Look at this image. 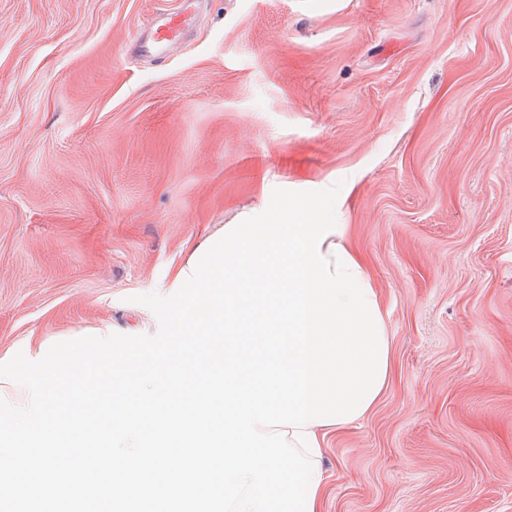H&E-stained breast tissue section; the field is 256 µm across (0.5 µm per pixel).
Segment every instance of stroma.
<instances>
[{"instance_id":"obj_1","label":"stroma","mask_w":512,"mask_h":512,"mask_svg":"<svg viewBox=\"0 0 512 512\" xmlns=\"http://www.w3.org/2000/svg\"><path fill=\"white\" fill-rule=\"evenodd\" d=\"M0 0V356L151 335L194 245L336 183L391 381L324 512H512V0ZM197 1L183 0L178 12L169 14L160 21L152 19L148 23L149 38L143 39L142 34H138L132 40L135 47L145 54L155 51H172L180 41L182 30L192 21L193 13L190 8Z\"/></svg>"}]
</instances>
